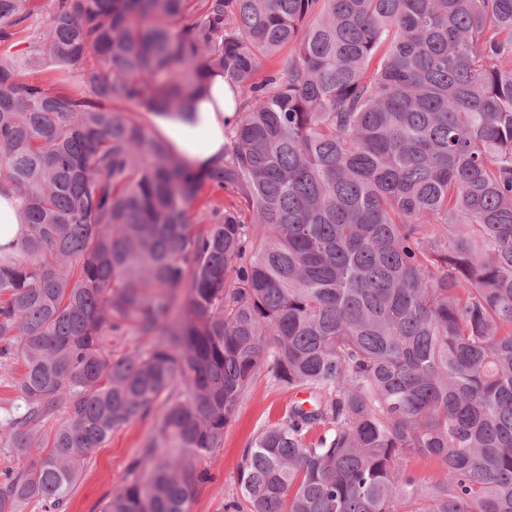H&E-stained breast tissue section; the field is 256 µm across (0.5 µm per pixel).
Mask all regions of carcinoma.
Instances as JSON below:
<instances>
[{"mask_svg": "<svg viewBox=\"0 0 512 512\" xmlns=\"http://www.w3.org/2000/svg\"><path fill=\"white\" fill-rule=\"evenodd\" d=\"M33 2L0 0V46ZM52 2L0 55V447L36 452L0 512H62L152 413L99 512H190L262 368L312 408L245 448L225 512H512V0ZM213 73L235 116L195 169L132 113L192 124ZM51 8V0H37V9L33 18L30 19V26L26 32L20 33L19 41L11 48L12 52H23L27 42L38 36L46 24ZM20 234L18 201L13 192L5 188L0 193V246H8L16 241ZM154 415L130 423L112 433L86 458L62 512H99L102 503L128 481V467L154 436Z\"/></svg>", "mask_w": 512, "mask_h": 512, "instance_id": "carcinoma-1", "label": "carcinoma"}]
</instances>
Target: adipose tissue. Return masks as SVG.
Wrapping results in <instances>:
<instances>
[{
	"label": "adipose tissue",
	"instance_id": "obj_1",
	"mask_svg": "<svg viewBox=\"0 0 512 512\" xmlns=\"http://www.w3.org/2000/svg\"><path fill=\"white\" fill-rule=\"evenodd\" d=\"M233 94L223 76L211 80L210 96L200 101L196 124L161 117L157 124L174 149L196 168L208 167L224 155V122L233 116Z\"/></svg>",
	"mask_w": 512,
	"mask_h": 512
}]
</instances>
